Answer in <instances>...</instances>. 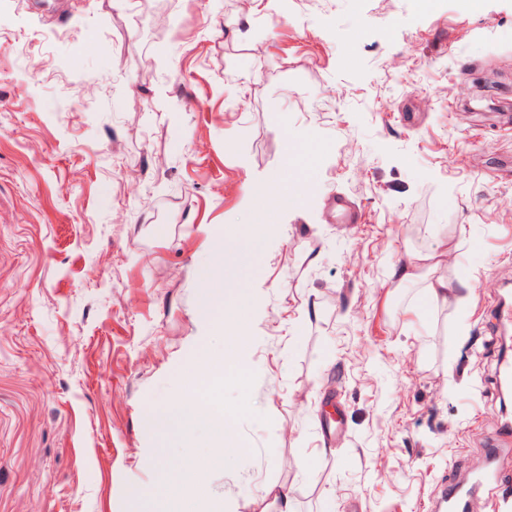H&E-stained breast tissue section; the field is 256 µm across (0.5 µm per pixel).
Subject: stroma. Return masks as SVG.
Wrapping results in <instances>:
<instances>
[{
	"label": "stroma",
	"instance_id": "1",
	"mask_svg": "<svg viewBox=\"0 0 512 512\" xmlns=\"http://www.w3.org/2000/svg\"><path fill=\"white\" fill-rule=\"evenodd\" d=\"M283 171L301 205L247 213ZM231 225L247 372L213 468L206 423L145 409L224 352L202 275ZM442 233L465 311L390 276ZM509 284L512 0H0V512H152L176 485L200 512H278L272 485L433 512L512 423Z\"/></svg>",
	"mask_w": 512,
	"mask_h": 512
}]
</instances>
